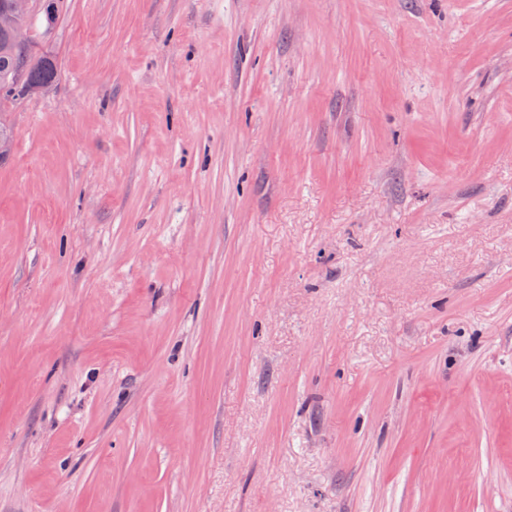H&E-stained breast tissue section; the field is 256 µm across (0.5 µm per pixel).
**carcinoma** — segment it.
<instances>
[{
    "label": "carcinoma",
    "mask_w": 512,
    "mask_h": 512,
    "mask_svg": "<svg viewBox=\"0 0 512 512\" xmlns=\"http://www.w3.org/2000/svg\"><path fill=\"white\" fill-rule=\"evenodd\" d=\"M26 58L28 66L19 80L13 79L14 66L21 58ZM57 77V69L53 60L41 56L33 60L32 46L13 45L4 48L0 40V100L16 101L30 93L31 88H44L52 84Z\"/></svg>",
    "instance_id": "obj_1"
}]
</instances>
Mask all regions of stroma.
Masks as SVG:
<instances>
[{"instance_id": "35a3bbf8", "label": "stroma", "mask_w": 512, "mask_h": 512, "mask_svg": "<svg viewBox=\"0 0 512 512\" xmlns=\"http://www.w3.org/2000/svg\"><path fill=\"white\" fill-rule=\"evenodd\" d=\"M57 2L0 512H512V0Z\"/></svg>"}]
</instances>
